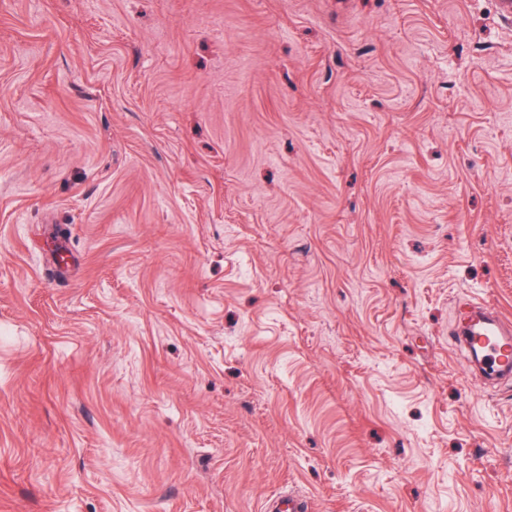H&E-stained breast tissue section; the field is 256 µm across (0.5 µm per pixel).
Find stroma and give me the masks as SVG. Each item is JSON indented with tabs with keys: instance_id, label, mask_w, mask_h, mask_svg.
Here are the masks:
<instances>
[{
	"instance_id": "stroma-1",
	"label": "stroma",
	"mask_w": 512,
	"mask_h": 512,
	"mask_svg": "<svg viewBox=\"0 0 512 512\" xmlns=\"http://www.w3.org/2000/svg\"><path fill=\"white\" fill-rule=\"evenodd\" d=\"M512 0H0V512H512ZM483 311L484 318L476 325L480 330L471 327V333L474 336H489L487 354L490 364L488 368L498 377L511 379L512 376V338L509 331L505 332L501 327L498 312L492 307H486ZM262 510L264 512H308L311 509L309 501L299 494L278 493L266 500Z\"/></svg>"
}]
</instances>
